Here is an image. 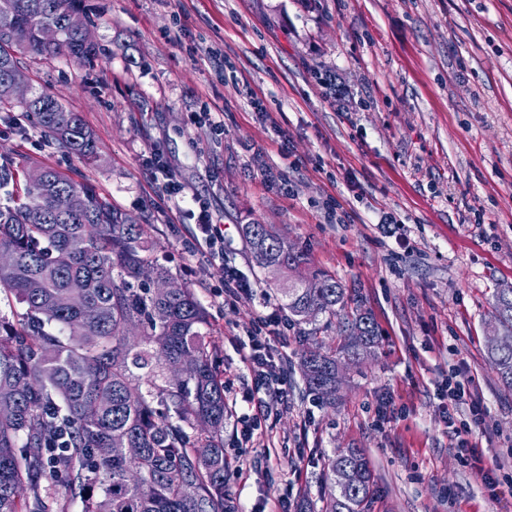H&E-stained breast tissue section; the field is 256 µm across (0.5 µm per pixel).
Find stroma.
I'll list each match as a JSON object with an SVG mask.
<instances>
[{
    "instance_id": "1",
    "label": "stroma",
    "mask_w": 512,
    "mask_h": 512,
    "mask_svg": "<svg viewBox=\"0 0 512 512\" xmlns=\"http://www.w3.org/2000/svg\"><path fill=\"white\" fill-rule=\"evenodd\" d=\"M92 64L27 56L32 90L57 95L98 138L84 164L20 109L0 111V160L42 165L92 186L152 227L154 256L193 289L228 380H250L238 340L282 279L259 269L243 235L265 224L335 276L369 312L380 342L343 375L336 405L305 391L289 326L272 352L288 401L263 445L224 422L237 512H319L326 460L359 448L370 512H512L463 463L444 417L449 369L470 378L490 433L488 464L512 467V391L488 357L496 289L512 286V0H81ZM184 23H177L175 10ZM334 80V88L323 77ZM210 105L223 134L196 123ZM158 153L208 199L224 263L186 253L195 226L144 163ZM254 284L224 299L225 268Z\"/></svg>"
}]
</instances>
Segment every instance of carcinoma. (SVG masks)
Returning <instances> with one entry per match:
<instances>
[{
    "label": "carcinoma",
    "instance_id": "obj_1",
    "mask_svg": "<svg viewBox=\"0 0 512 512\" xmlns=\"http://www.w3.org/2000/svg\"><path fill=\"white\" fill-rule=\"evenodd\" d=\"M76 0H0V108L30 114L44 136L84 162L97 159V139L82 116L58 98L33 91L13 97L10 72L19 57L65 56L89 62L97 43L67 27ZM53 25L62 37L44 46L39 32ZM37 180L0 165V250L15 261L0 267V288L24 312L0 319V512H231L224 497V375L206 340L208 313L192 289L162 294L144 274L173 278L152 258L150 226L138 224L85 183L49 167ZM76 196L67 215L54 197ZM251 250L263 245L267 271L294 275L280 289L288 320L309 342L299 358L305 389L336 404L341 374L336 363H358L378 346L368 313L347 316L349 334L337 347L317 340L316 322L331 320L348 306L347 288L320 271L302 272L305 253L265 224H248ZM496 333L488 348L504 387L512 390V288L493 297ZM181 359L179 383L165 375L166 363ZM112 447L101 458L96 449ZM139 448L132 461L125 448ZM330 473L343 469L348 484L325 498L323 512H367L374 475L358 448L333 452ZM29 495L20 498L17 489ZM62 487L65 496L52 490Z\"/></svg>",
    "mask_w": 512,
    "mask_h": 512
}]
</instances>
